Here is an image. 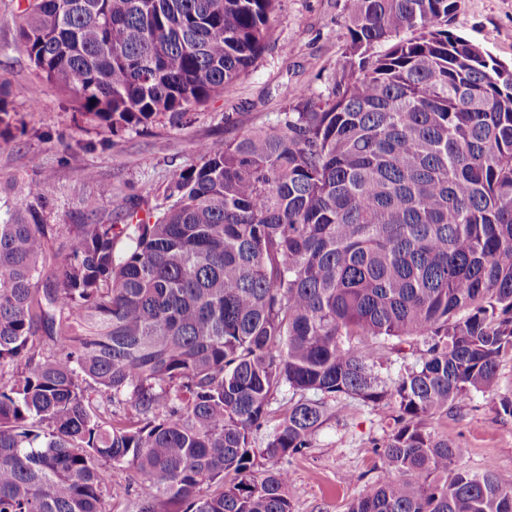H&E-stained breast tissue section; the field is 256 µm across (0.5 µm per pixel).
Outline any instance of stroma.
Returning <instances> with one entry per match:
<instances>
[{"label": "stroma", "mask_w": 512, "mask_h": 512, "mask_svg": "<svg viewBox=\"0 0 512 512\" xmlns=\"http://www.w3.org/2000/svg\"><path fill=\"white\" fill-rule=\"evenodd\" d=\"M20 2L0 0V101L9 111L8 126L0 130V199L12 201L13 183L39 180L53 224L77 223L81 199L95 192L84 168L123 195L158 196L175 173L195 163L196 142L231 139L273 119L300 87L324 90L341 55L348 4L279 0L262 54L189 124L174 127L160 119L113 132L76 112L17 48ZM448 28L512 66V0H459ZM499 374L495 393L472 394L427 421L429 430L464 448V468L512 472V416L500 406L512 398V357L502 359ZM391 413L387 406L329 412L312 448L289 465L293 512H346L351 500L385 476L374 443Z\"/></svg>", "instance_id": "stroma-1"}]
</instances>
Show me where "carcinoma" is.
<instances>
[{
	"instance_id": "1",
	"label": "carcinoma",
	"mask_w": 512,
	"mask_h": 512,
	"mask_svg": "<svg viewBox=\"0 0 512 512\" xmlns=\"http://www.w3.org/2000/svg\"><path fill=\"white\" fill-rule=\"evenodd\" d=\"M277 2L27 0L18 45L114 131L184 125ZM456 8L350 0L325 90L197 143L125 224L95 219L112 184L88 168L79 223H49L38 181L0 213V512H112L115 471L127 512H292L331 401L393 408L388 477L347 512H512V474L425 426L512 356V68L448 30Z\"/></svg>"
}]
</instances>
